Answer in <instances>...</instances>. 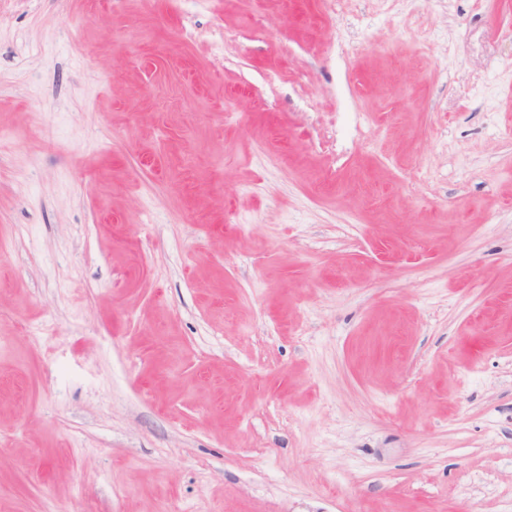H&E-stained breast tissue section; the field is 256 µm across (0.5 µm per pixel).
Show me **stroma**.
Here are the masks:
<instances>
[{
	"label": "stroma",
	"instance_id": "obj_1",
	"mask_svg": "<svg viewBox=\"0 0 512 512\" xmlns=\"http://www.w3.org/2000/svg\"><path fill=\"white\" fill-rule=\"evenodd\" d=\"M0 127V512H512V0H0Z\"/></svg>",
	"mask_w": 512,
	"mask_h": 512
}]
</instances>
